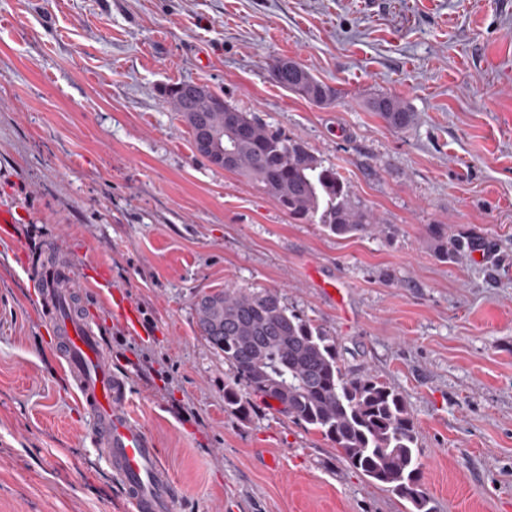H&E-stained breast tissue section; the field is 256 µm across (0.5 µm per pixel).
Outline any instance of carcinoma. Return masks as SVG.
Masks as SVG:
<instances>
[{"mask_svg": "<svg viewBox=\"0 0 512 512\" xmlns=\"http://www.w3.org/2000/svg\"><path fill=\"white\" fill-rule=\"evenodd\" d=\"M280 87L315 105H326L335 89L298 63L280 59L272 69ZM182 81L162 89L179 112L193 147L211 164L243 176L294 221L320 224L338 237L368 232L372 212L357 199L340 173L304 142L273 131L218 93H196ZM393 129L414 114L399 99L377 94L367 101ZM227 157L226 161L219 156ZM439 255L460 250L443 228L429 231ZM201 336L233 370L224 385V404L247 416L250 396L278 404V410L328 440L339 459L409 504V512H433L421 482L423 463L413 411L405 397L374 375L350 374L336 338L322 326L289 311L270 289L226 287L196 303Z\"/></svg>", "mask_w": 512, "mask_h": 512, "instance_id": "1", "label": "carcinoma"}]
</instances>
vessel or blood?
<instances>
[{
	"label": "vessel or blood",
	"mask_w": 512,
	"mask_h": 512,
	"mask_svg": "<svg viewBox=\"0 0 512 512\" xmlns=\"http://www.w3.org/2000/svg\"><path fill=\"white\" fill-rule=\"evenodd\" d=\"M39 305L53 320L64 368L77 396L94 422L97 446L125 488L135 512H176L178 494L152 437L128 410L129 389L101 339L91 315L75 306L83 293L74 260L48 265L41 283ZM95 291L106 298L129 331H138V307L105 277L93 279Z\"/></svg>",
	"instance_id": "b4317fda"
}]
</instances>
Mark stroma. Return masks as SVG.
<instances>
[{
    "label": "stroma",
    "instance_id": "stroma-1",
    "mask_svg": "<svg viewBox=\"0 0 512 512\" xmlns=\"http://www.w3.org/2000/svg\"><path fill=\"white\" fill-rule=\"evenodd\" d=\"M282 57L335 101L276 84ZM183 80L304 141L373 229L292 221L201 157L161 95ZM378 93L414 124L388 127ZM0 203L21 213L0 235V512H134L39 316L50 245L141 311L104 340L177 512H405L263 398L225 408L195 305L232 285L278 292L406 397L435 512H512V0H0ZM435 224L466 242L454 261ZM367 105L393 129H404L414 120L413 112L401 100L392 96L377 94L367 101Z\"/></svg>",
    "mask_w": 512,
    "mask_h": 512
}]
</instances>
